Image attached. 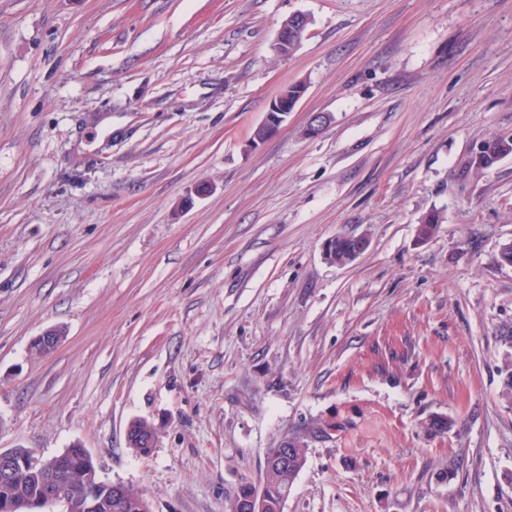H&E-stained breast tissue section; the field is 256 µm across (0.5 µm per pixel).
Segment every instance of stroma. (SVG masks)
Masks as SVG:
<instances>
[{"mask_svg":"<svg viewBox=\"0 0 512 512\" xmlns=\"http://www.w3.org/2000/svg\"><path fill=\"white\" fill-rule=\"evenodd\" d=\"M509 133L512 0H0V448L227 512L297 436L284 512H512ZM310 19L311 18H309L307 14L305 15L303 13H295L288 17V22L282 24V26L278 30L274 43L275 51H279L281 49L285 51L288 50V54L276 52L278 56L287 57L293 55V53L300 46L303 40L297 44L289 43V45L288 40L298 42L302 36L306 38L309 33L308 28L311 21ZM293 88V83L289 84L288 92H282L281 90L280 93L269 102L264 120L258 126L260 134L256 136V142H252V146L276 134L282 124L286 122L290 112L295 110L307 88L305 85H298L295 87L294 93L289 96V94L293 92ZM503 138L492 137L484 143H486V148L483 151L482 155H480L483 145L481 144L477 150L473 153L472 156L479 158L476 160V164L478 169H489L492 168L498 161L501 156L512 154V135H504L498 136ZM508 138V139H506ZM355 240L354 248L351 251V243L350 238L346 236H337L336 237V246L334 247V239L328 242L325 249V257L328 259L329 251H333L331 253L334 257H336L337 261H341L344 256L349 255V260H355L367 247V239L362 236L351 237ZM334 247V248H333ZM149 426H150V423L147 421L139 420V421L133 422L134 430H138L136 435H138L141 432H146L144 429ZM135 439L137 441H139L140 435L137 436ZM158 439H159V430H158L157 426H155L154 424L151 423L150 429L146 432V435L143 436L141 438V440L139 441L143 446H146V447L137 448L138 446L134 445V446H132V447H134L133 450L140 455L147 456L150 453H152V450H153L152 448L157 447Z\"/></svg>","mask_w":512,"mask_h":512,"instance_id":"35a3bbf8","label":"stroma"}]
</instances>
